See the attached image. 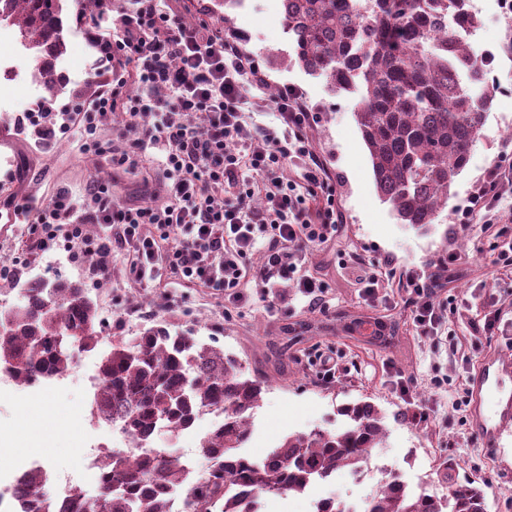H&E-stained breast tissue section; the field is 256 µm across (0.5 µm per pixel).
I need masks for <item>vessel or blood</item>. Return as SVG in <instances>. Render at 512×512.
<instances>
[{
  "label": "vessel or blood",
  "mask_w": 512,
  "mask_h": 512,
  "mask_svg": "<svg viewBox=\"0 0 512 512\" xmlns=\"http://www.w3.org/2000/svg\"><path fill=\"white\" fill-rule=\"evenodd\" d=\"M471 391L475 437L487 454H498L503 439L512 435V362L486 357Z\"/></svg>",
  "instance_id": "1"
}]
</instances>
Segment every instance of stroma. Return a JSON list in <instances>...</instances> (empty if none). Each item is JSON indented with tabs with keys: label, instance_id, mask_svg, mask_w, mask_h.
<instances>
[{
	"label": "stroma",
	"instance_id": "obj_1",
	"mask_svg": "<svg viewBox=\"0 0 512 512\" xmlns=\"http://www.w3.org/2000/svg\"><path fill=\"white\" fill-rule=\"evenodd\" d=\"M477 3L481 25L470 43L488 61L487 78L496 96L486 114L482 137L457 177L447 206L427 231L399 223L378 197L369 153L354 119L357 95L332 94L325 78L309 76L293 62L278 0H244L243 7L229 13L237 39L266 75L268 94L286 84L295 86L310 114L307 136L330 175L336 210L343 217L336 241L312 249L305 266L306 272L325 282L328 305L311 311L289 294L279 299L277 311L271 313L254 296L228 316L223 291L196 285L172 287L171 275L164 269L153 280L134 281L127 275L126 257H117L108 284L89 288L101 316L107 319L104 338L95 350L75 353L68 382L0 387V448L9 450L18 442L32 447L50 474L73 475L77 486L95 491L97 477L82 467L81 456L86 448L108 442L109 437L85 417L92 392L83 377L110 349L113 333L135 336L152 320L162 318L174 328L194 330L201 342L236 354L247 369L258 368L270 376L271 385L252 417L253 434L245 448L255 458L266 455L288 433L336 427V407L342 402L367 395L386 413L403 408L389 383L394 369L413 377L416 399L433 406L427 422L390 424L363 478L338 474L332 484L317 485L309 493L267 499L265 512H309V502L329 492L347 505L371 496L386 472L436 491L440 485L432 464L439 454L457 458L464 475L483 482L488 512H512V442L501 454L489 456L477 443L471 411H464L459 423L443 420L444 414L452 413L461 386L469 384L484 358L512 361V272L496 262L502 250L512 247V223L504 228L474 223L463 231L451 227L490 165L512 172V53L503 48L504 40L512 35V16L500 11L497 0ZM63 59L67 84L54 99L58 112L70 111L74 94L91 96L98 82L97 53L82 24H75L68 34ZM44 96V89L23 77L0 94V258L14 260L18 271L17 276L1 277L0 289L34 274L60 273L73 280L85 277L63 248L50 254L40 250L28 235V223L12 219L24 198L47 201L63 187L81 196L85 186L107 170L104 158L92 160L84 155L85 135L80 129H69L46 143L28 127L25 108ZM451 252L458 259L450 263L441 293L448 298L445 330L466 340L464 354L456 357L421 342L402 301L397 274L387 273L384 264L391 257L398 271H432ZM358 261L365 270L383 272L388 304L365 301L359 293L350 274ZM494 313L501 318L497 335H472V322ZM360 317L396 323L398 334L387 344L356 341L344 327ZM319 353L353 365L351 377L324 379L314 362ZM434 377L447 380V390L433 389L430 380Z\"/></svg>",
	"mask_w": 512,
	"mask_h": 512
}]
</instances>
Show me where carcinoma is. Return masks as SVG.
<instances>
[{"label":"carcinoma","instance_id":"obj_1","mask_svg":"<svg viewBox=\"0 0 512 512\" xmlns=\"http://www.w3.org/2000/svg\"><path fill=\"white\" fill-rule=\"evenodd\" d=\"M65 0H0V22L18 29L35 52L47 92V111L62 89L57 61L65 51ZM467 0H281L282 24L295 61L323 76L335 94L359 95L355 121L368 149L374 184L403 224H435L457 176L481 138L495 90L488 62L448 27L458 17L472 32L480 25ZM15 299H0V366L19 386L48 373H67L74 352L91 351L102 319L89 289L56 276L16 285ZM366 319L347 331L357 340L382 344L398 326ZM100 388L93 402L123 431L146 439L161 431L177 436L199 412L224 409V424L199 439L197 453L209 463L204 483L185 476L179 456L155 451L109 464L96 493L74 489L65 512H170L168 493L179 491L195 512H260L265 496L304 494L346 470L356 476L383 445L388 417L407 424L405 410L387 415L365 398L336 407L341 425L286 436L262 460L244 456L251 419L267 378L245 374L233 353L200 342L191 330L157 321L127 338L112 337L99 364ZM442 495L384 474L364 512H487L483 487L461 480L456 459H435Z\"/></svg>","mask_w":512,"mask_h":512}]
</instances>
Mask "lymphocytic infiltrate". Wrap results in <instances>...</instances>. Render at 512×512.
<instances>
[{
    "label": "lymphocytic infiltrate",
    "mask_w": 512,
    "mask_h": 512,
    "mask_svg": "<svg viewBox=\"0 0 512 512\" xmlns=\"http://www.w3.org/2000/svg\"><path fill=\"white\" fill-rule=\"evenodd\" d=\"M98 27L91 20L87 35L112 81L91 102L74 104L68 120L84 131L86 155L105 156L113 174L92 181L81 197L63 188L49 202L23 204V211L35 213L31 231L40 245L94 255L97 275L130 252L132 280L168 268L178 282L223 290L228 313L250 295L272 301L290 290L306 308H325V284L302 267L311 248L336 239L341 217L327 193V170L305 136L308 114L297 90L283 87L267 103L277 128L253 122L243 92L264 85L259 64L223 31L187 22L162 0H132L114 19L113 32L102 35ZM112 117L119 131L105 152L96 133ZM156 146L165 154L162 196L147 206L119 201L117 173L138 165ZM293 159L302 163L307 195L297 194L284 175ZM504 180L499 167L488 168L456 224L478 218L495 223L487 191ZM88 224L109 231L92 238L84 231ZM257 252L261 264L249 265ZM401 277L418 336L431 347L461 352L462 342L442 335L446 305L432 276L409 269Z\"/></svg>",
    "instance_id": "1"
}]
</instances>
